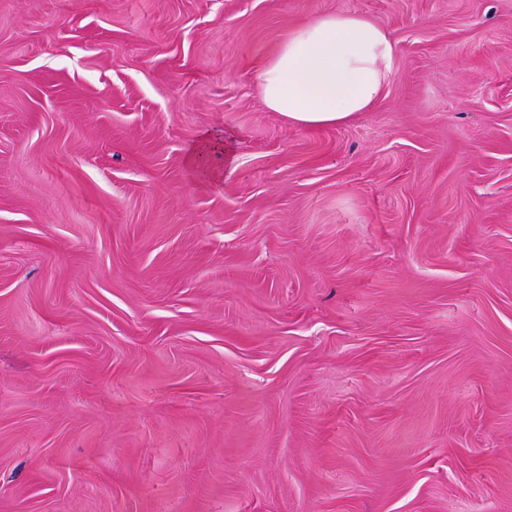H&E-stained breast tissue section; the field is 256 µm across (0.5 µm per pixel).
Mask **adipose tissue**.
I'll return each instance as SVG.
<instances>
[{
  "mask_svg": "<svg viewBox=\"0 0 512 512\" xmlns=\"http://www.w3.org/2000/svg\"><path fill=\"white\" fill-rule=\"evenodd\" d=\"M390 34L370 17L353 12L317 16L289 32L257 74L264 106L308 128L334 127L378 104L395 71ZM234 154L224 136L202 134L187 154L189 166L214 181L213 153Z\"/></svg>",
  "mask_w": 512,
  "mask_h": 512,
  "instance_id": "obj_1",
  "label": "adipose tissue"
}]
</instances>
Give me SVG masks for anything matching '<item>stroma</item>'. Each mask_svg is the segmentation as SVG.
I'll use <instances>...</instances> for the list:
<instances>
[{
	"mask_svg": "<svg viewBox=\"0 0 512 512\" xmlns=\"http://www.w3.org/2000/svg\"><path fill=\"white\" fill-rule=\"evenodd\" d=\"M336 12L395 75L290 124ZM0 512H512V0H0ZM390 34L353 12L317 16L289 32L257 74L264 106L302 127H334L386 95L395 71ZM214 152L224 154L228 164L234 161L233 149L224 135L210 132L202 134L190 147L187 154L189 166L198 173L204 181H214L216 172L210 167L209 159Z\"/></svg>",
	"mask_w": 512,
	"mask_h": 512,
	"instance_id": "stroma-1",
	"label": "stroma"
}]
</instances>
